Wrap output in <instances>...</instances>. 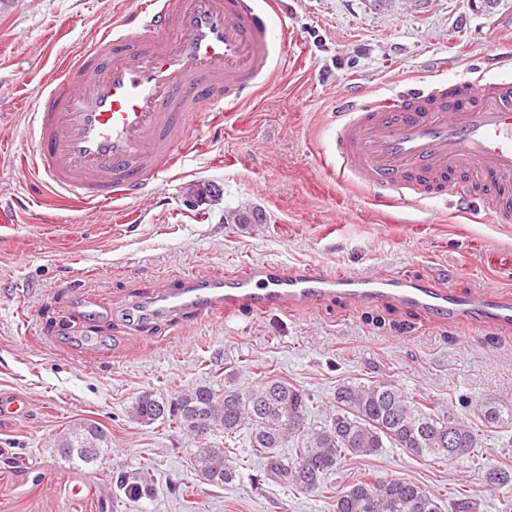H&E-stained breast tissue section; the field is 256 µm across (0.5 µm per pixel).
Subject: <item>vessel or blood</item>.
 Segmentation results:
<instances>
[{"instance_id": "b4317fda", "label": "vessel or blood", "mask_w": 512, "mask_h": 512, "mask_svg": "<svg viewBox=\"0 0 512 512\" xmlns=\"http://www.w3.org/2000/svg\"><path fill=\"white\" fill-rule=\"evenodd\" d=\"M277 0H142L106 22L28 114L31 180L90 207L143 199L180 168L195 126L250 103L283 68ZM493 61L472 76L396 95L357 89L336 104L339 177L384 205L439 202L512 224V77ZM336 299L387 303L468 326L512 325V295H460L406 274L319 265H251L211 280L176 278L130 304L136 323L217 310L265 314Z\"/></svg>"}]
</instances>
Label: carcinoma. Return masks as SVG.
Instances as JSON below:
<instances>
[{
    "instance_id": "1",
    "label": "carcinoma",
    "mask_w": 512,
    "mask_h": 512,
    "mask_svg": "<svg viewBox=\"0 0 512 512\" xmlns=\"http://www.w3.org/2000/svg\"><path fill=\"white\" fill-rule=\"evenodd\" d=\"M336 410L323 425L311 427L307 416L310 396L282 378L265 376L241 387H186L171 396L144 392L132 403L129 417L151 425L171 422L199 440L194 469L210 484L224 486L237 476L227 448H209L208 436L195 431L203 418L224 436L245 430L251 448L264 466L265 476L301 493H321L327 475L348 455H377L390 443L419 458L448 462L479 449L472 424L451 408L438 406L382 378L347 380L336 388ZM478 416L491 426L512 425V404L475 402ZM294 438L297 447L281 452ZM111 438L95 422H81L56 436L54 452L77 467L94 464L111 449ZM129 500L149 497L153 488L130 474L110 476ZM486 482L503 490L498 512H512V466L505 464L486 475ZM482 499L460 493L444 501L418 483L402 478H379L370 473L347 486L336 498V512H482Z\"/></svg>"
}]
</instances>
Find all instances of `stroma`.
<instances>
[{"mask_svg": "<svg viewBox=\"0 0 512 512\" xmlns=\"http://www.w3.org/2000/svg\"><path fill=\"white\" fill-rule=\"evenodd\" d=\"M140 0H0V394L29 405L0 420V512H336L365 473L459 489L497 512L487 472L512 465V427L480 425L478 455L439 463L390 447L344 459L327 490L253 485L246 435L212 432L238 475L217 488L194 470L195 440L127 410L142 392L248 386L274 375L309 394L322 425L339 383L386 378L444 405L461 394L512 402V326L430 319L391 303L336 300L290 313L184 316L135 325L127 304L182 275L208 280L249 264H316L362 274L404 272L461 294L512 293V226L441 204L384 207L327 173L337 98L354 86L392 94L412 80L457 79L473 59L512 55V0H280L287 68L249 104L201 128L184 165L154 189L91 209L32 183L18 165L26 114L48 78ZM91 420L111 450L75 467L53 440ZM137 474L154 486L132 501L106 482Z\"/></svg>", "mask_w": 512, "mask_h": 512, "instance_id": "obj_1", "label": "stroma"}]
</instances>
